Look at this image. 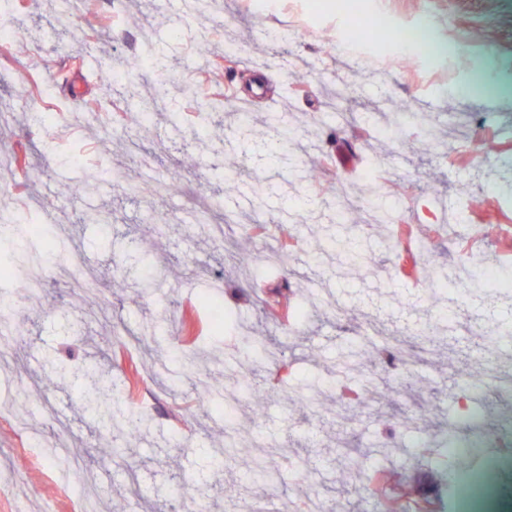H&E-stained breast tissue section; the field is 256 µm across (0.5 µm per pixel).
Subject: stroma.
Returning a JSON list of instances; mask_svg holds the SVG:
<instances>
[{
	"label": "stroma",
	"instance_id": "35a3bbf8",
	"mask_svg": "<svg viewBox=\"0 0 512 512\" xmlns=\"http://www.w3.org/2000/svg\"><path fill=\"white\" fill-rule=\"evenodd\" d=\"M14 0L18 34L0 45V211H27L40 201L43 232L31 255L49 256L41 299L13 294L15 361L0 366V512H80L77 487L40 441H60L98 470L102 512H168L177 486L199 484L210 512L226 500L273 508L263 489L243 481L252 440L288 449L278 463L291 503L320 497L325 512H384L381 497L350 473L344 449L364 454L365 472L387 470L392 485L430 490L437 512H466L479 487L512 503V461L486 455L448 461L437 443L459 415L456 398L469 374L481 373L471 410L495 440L512 395L493 392V376L512 378V345L487 358L467 336L428 342L402 376L376 355L350 364L341 347L366 333L416 336L448 306L426 274L400 276L385 249L392 228L415 226L429 238V259L448 266L465 252L489 271L512 273V0ZM409 27L427 24L428 52L404 54L381 42L348 40L352 24L376 16ZM294 37L276 43L272 35ZM150 55L166 70L141 68L136 94L99 74ZM165 77L170 93L152 88ZM222 112L203 118L197 100ZM147 110L149 128L132 117ZM284 112L295 129L288 156L268 163L242 145L241 114L261 128L265 113ZM403 122L405 135L384 131ZM240 170L237 190L218 186L216 168ZM389 207L386 226L359 238L373 204ZM164 224H157L156 214ZM463 214L468 239L435 228ZM267 238L287 241L288 260L264 262ZM225 225L223 236L207 233ZM359 238L366 256L351 268L330 254L313 263L316 234ZM149 251L157 291L140 292ZM251 261L229 262V250ZM99 282L85 288L87 276ZM224 294L213 309L198 305L209 277ZM335 298L341 313H292L305 298ZM127 336L112 339L113 330ZM211 337L218 361L208 370L229 378L255 337L282 341L288 365L255 368L269 385L251 413L240 394L235 411L200 413L190 383L173 384L178 366L141 367L143 351L183 348ZM96 361L119 389L118 405L141 409L146 434H110L79 408L71 384L47 380L53 366ZM378 390L360 402L297 400L293 390L364 383ZM239 446L221 466L212 448L226 434Z\"/></svg>",
	"mask_w": 512,
	"mask_h": 512
}]
</instances>
